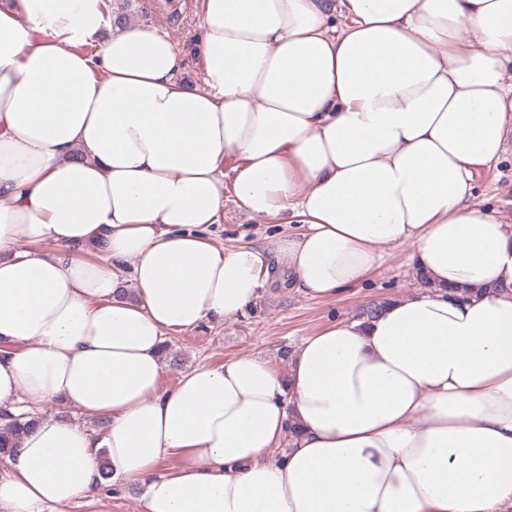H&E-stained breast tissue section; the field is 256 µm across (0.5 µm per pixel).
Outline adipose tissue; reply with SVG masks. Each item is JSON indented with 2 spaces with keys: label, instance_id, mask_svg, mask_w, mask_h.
<instances>
[{
  "label": "adipose tissue",
  "instance_id": "ef3b65f1",
  "mask_svg": "<svg viewBox=\"0 0 512 512\" xmlns=\"http://www.w3.org/2000/svg\"><path fill=\"white\" fill-rule=\"evenodd\" d=\"M196 52L203 91L108 0L0 4V410L32 419L0 512L99 506L103 463L145 512H512V225L474 193L512 131V0H202ZM228 197L295 229L217 246ZM401 246L428 287L287 372L162 387L171 333L278 277L336 298Z\"/></svg>",
  "mask_w": 512,
  "mask_h": 512
}]
</instances>
